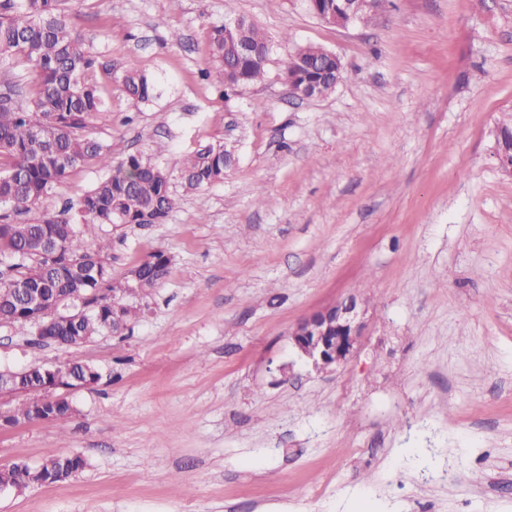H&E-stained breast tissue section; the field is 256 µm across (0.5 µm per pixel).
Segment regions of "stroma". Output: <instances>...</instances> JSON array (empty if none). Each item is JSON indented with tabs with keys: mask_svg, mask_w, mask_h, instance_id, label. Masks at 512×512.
I'll return each instance as SVG.
<instances>
[{
	"mask_svg": "<svg viewBox=\"0 0 512 512\" xmlns=\"http://www.w3.org/2000/svg\"><path fill=\"white\" fill-rule=\"evenodd\" d=\"M106 101L88 123L113 162L178 170L228 144L223 182L181 193L166 223L115 231L113 277L148 254L166 278L124 337L35 345L0 326V369L95 365L64 424L0 429V467L53 455L67 481L0 491V512H512V174L495 130L512 110V0H388L323 23L306 0H68ZM267 35L263 79L225 95L214 28ZM342 61L334 92L291 97L288 49ZM153 78L147 103L118 76ZM73 170L57 210L100 177ZM42 209L32 210L36 220ZM354 295L360 349L316 371L304 318Z\"/></svg>",
	"mask_w": 512,
	"mask_h": 512,
	"instance_id": "1",
	"label": "stroma"
}]
</instances>
